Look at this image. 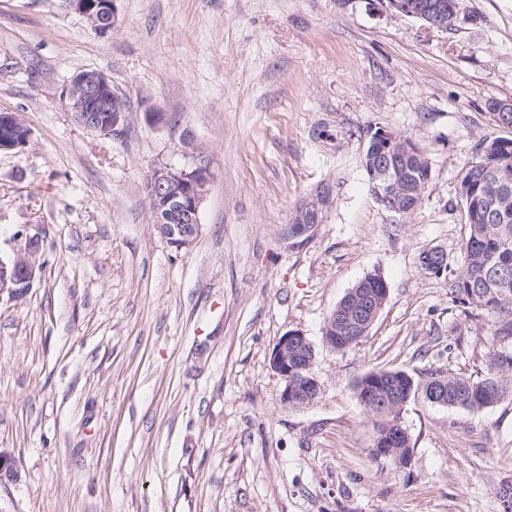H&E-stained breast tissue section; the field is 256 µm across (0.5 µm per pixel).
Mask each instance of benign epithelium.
Segmentation results:
<instances>
[{
    "instance_id": "benign-epithelium-1",
    "label": "benign epithelium",
    "mask_w": 512,
    "mask_h": 512,
    "mask_svg": "<svg viewBox=\"0 0 512 512\" xmlns=\"http://www.w3.org/2000/svg\"><path fill=\"white\" fill-rule=\"evenodd\" d=\"M65 6L79 14L98 36L112 33L116 25L115 0H65ZM389 9L402 16L420 17L426 14L431 27L446 30L457 16L456 0H436L423 11L415 0H388ZM65 105L74 119L86 129L106 138L120 139L129 127V109L125 99L112 87L109 78L95 70L76 73L64 94ZM0 124L9 136L0 138V151L25 148L32 132L15 112L0 113ZM372 191L385 210L399 216L410 214L414 207L400 203L401 185L409 177L408 170L400 171L391 166L393 156H414L421 161L427 157L412 141L391 132H378L365 152ZM208 175L201 167H175L157 163L148 172L145 190L150 201L153 224L162 239L170 246L182 250L190 248L201 231L200 212L207 193ZM332 203V188L322 184L297 207L292 219V232L297 236L307 233L312 223H321L325 210ZM25 239L23 246L10 254H0V298L22 299L43 270L39 234H30L29 225L16 232ZM446 252L435 248L420 256L421 265L435 276L445 272ZM389 296V288H352L343 300L349 317L358 319L354 326L336 323V313H331L324 325L323 339L330 347L345 350L351 344L350 336L359 341L369 333ZM315 359L312 342L299 331H289L281 336L270 358L271 367L284 379L283 402L306 405L320 394L321 387L314 376ZM407 373L401 370H381L366 378L359 388L362 405L377 417L389 416L394 421L374 437V452L400 467H407L412 457L407 431L403 429V411L413 395H420L434 405L448 406L444 385L439 376L435 384L416 389L405 386Z\"/></svg>"
}]
</instances>
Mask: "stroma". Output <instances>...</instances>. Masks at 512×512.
<instances>
[{"instance_id":"stroma-1","label":"stroma","mask_w":512,"mask_h":512,"mask_svg":"<svg viewBox=\"0 0 512 512\" xmlns=\"http://www.w3.org/2000/svg\"><path fill=\"white\" fill-rule=\"evenodd\" d=\"M105 37L63 0H0V110L32 130L0 152V251L41 227L44 267L0 300V512H503L512 396L466 410L411 397L402 468L373 453L357 382L402 370L478 379L491 319L449 283L465 227L457 175L484 139L512 138V0H458L439 30L382 0H116ZM103 72L130 128L79 125L62 92ZM149 112L162 122L146 120ZM413 141L431 179L413 213L386 211L363 166L370 136ZM209 176L201 234L176 250L145 191L156 163ZM333 201L294 235L321 184ZM448 254L442 276L419 260ZM381 273L369 334L337 351L327 316ZM313 343L321 392L281 400L278 339ZM331 203L332 188L324 183L297 207L292 219V232L302 236L312 227L309 222L314 220L316 224H320L325 210Z\"/></svg>"}]
</instances>
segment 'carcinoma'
Instances as JSON below:
<instances>
[{"instance_id": "1", "label": "carcinoma", "mask_w": 512, "mask_h": 512, "mask_svg": "<svg viewBox=\"0 0 512 512\" xmlns=\"http://www.w3.org/2000/svg\"><path fill=\"white\" fill-rule=\"evenodd\" d=\"M481 152L486 166L468 164L458 175L459 187L469 182L476 195H460L464 265L450 284L456 301L492 318L495 350L483 375H447L448 407L468 410L493 407L496 396L512 393V138L481 141L473 155Z\"/></svg>"}]
</instances>
